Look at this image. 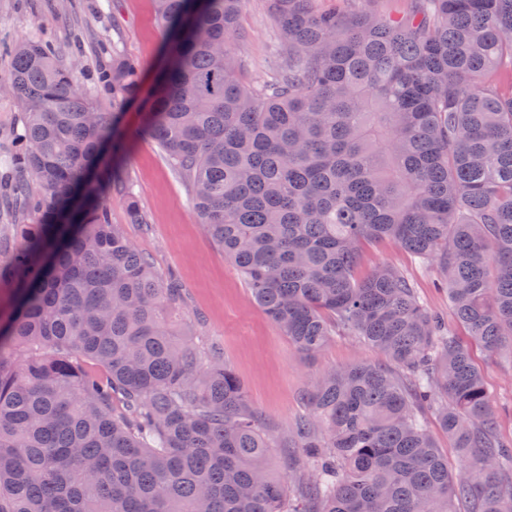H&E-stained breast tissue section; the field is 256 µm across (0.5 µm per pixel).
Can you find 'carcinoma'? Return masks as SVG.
Masks as SVG:
<instances>
[{
	"mask_svg": "<svg viewBox=\"0 0 512 512\" xmlns=\"http://www.w3.org/2000/svg\"><path fill=\"white\" fill-rule=\"evenodd\" d=\"M246 0H155L164 63L144 131L201 224L298 351L338 329L383 352L324 374L287 437L310 480L267 467V425L224 356L163 320L182 299L108 220L100 112L47 34L18 40L22 113L0 225V512H512V443L469 347L367 244L436 264L468 336L512 355V0H268L284 63L260 88L232 57ZM97 94L138 99L112 53ZM430 404L457 473L418 414Z\"/></svg>",
	"mask_w": 512,
	"mask_h": 512,
	"instance_id": "carcinoma-1",
	"label": "carcinoma"
}]
</instances>
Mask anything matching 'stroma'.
Wrapping results in <instances>:
<instances>
[{"label":"stroma","mask_w":512,"mask_h":512,"mask_svg":"<svg viewBox=\"0 0 512 512\" xmlns=\"http://www.w3.org/2000/svg\"><path fill=\"white\" fill-rule=\"evenodd\" d=\"M243 36L232 49L244 82L257 85L272 78L280 63V29L267 0H248L239 21ZM51 35L61 64L86 94L94 92L96 71L107 64L99 44L113 45L138 64L143 89H150L162 60L167 33L153 0H0V181L14 178L13 136L21 127L15 94L3 77L12 67L10 46L38 32ZM140 103L124 105L120 126L138 130L118 157L119 177L130 186L147 221L132 223L124 196L107 198L111 223L120 225L136 249L149 258L161 279H176L180 306L165 315L169 328L190 341L220 349L236 373L250 403L265 418L275 443L269 464L287 477L294 449L284 447L285 434L308 411L306 395L323 373L360 362L385 364V357L358 338L339 333L316 355L301 354L280 328L256 305L239 272L204 230L193 207L189 185L143 127ZM390 265L414 283L421 301L446 327L463 335L448 307V293L435 264L414 258L397 244L367 246L361 269ZM498 411V433L512 439V357L472 346Z\"/></svg>","instance_id":"stroma-1"}]
</instances>
